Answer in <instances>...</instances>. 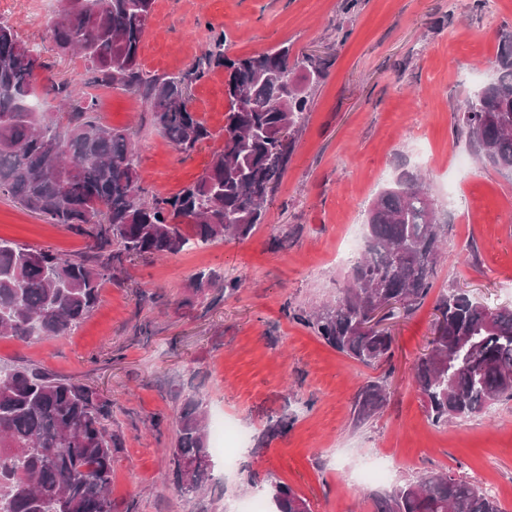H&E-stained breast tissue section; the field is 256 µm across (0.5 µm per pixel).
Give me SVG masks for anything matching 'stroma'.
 I'll list each match as a JSON object with an SVG mask.
<instances>
[{
  "label": "stroma",
  "instance_id": "1",
  "mask_svg": "<svg viewBox=\"0 0 512 512\" xmlns=\"http://www.w3.org/2000/svg\"><path fill=\"white\" fill-rule=\"evenodd\" d=\"M57 0H0V18L51 62L55 79L80 83L87 64L58 56L47 23ZM512 0H155L140 50L151 75L198 63L216 36L244 57L288 47L289 62L323 59L322 76L298 67L311 108L288 170L252 234L190 246L162 260L128 263L121 282L71 335L24 342L0 337V364L79 377L107 401L114 512H238L264 497L252 477L273 474L307 499L310 512H374L375 496L424 474L446 472L497 496L512 512V400L463 420L433 424L413 367L436 325L434 297L462 288L485 305L512 307V181L474 155L457 134L458 103L493 74ZM99 115L129 129L142 186L168 196L196 180L224 137V69L190 88V105L213 133L183 157L145 114L144 101L90 87ZM404 170L425 176L447 229L446 261L433 295L411 316L390 320L391 363L365 366L326 345L285 308L332 302L350 270L335 262L350 236L365 238L371 202ZM286 235L273 249L274 230ZM0 238L67 255L87 241L0 197ZM212 269L241 287L219 302L185 305L190 277ZM387 379L383 411L354 417L368 382ZM198 392L208 416L246 432L232 465L214 458L196 496L171 481L172 416ZM284 433L267 436L270 418ZM391 459L383 483L355 476Z\"/></svg>",
  "mask_w": 512,
  "mask_h": 512
}]
</instances>
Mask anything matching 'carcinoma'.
I'll return each mask as SVG.
<instances>
[{
    "label": "carcinoma",
    "instance_id": "obj_1",
    "mask_svg": "<svg viewBox=\"0 0 512 512\" xmlns=\"http://www.w3.org/2000/svg\"><path fill=\"white\" fill-rule=\"evenodd\" d=\"M59 5L48 24L59 55L81 54L89 83L141 97L151 123L189 157L213 134L190 108L189 87L217 64L227 76L224 143L193 183L168 197L146 196L132 135L96 116L79 86L45 77L44 95L60 111H21L33 82L51 70L39 50L0 19V197L88 240L89 254L63 257L50 248L0 238V336L24 341L67 336L94 311L104 284L125 263L177 255L190 245L242 240L262 223L264 204L281 183L311 98L292 79L288 47L245 58L224 56V38L185 74L149 76L139 62L155 0H87ZM40 60V70L31 60ZM456 129L493 169L512 167V30L501 35L495 76L466 96ZM367 241L336 300L287 316L328 345L371 366L392 358V336L358 330L378 300L410 315L428 298L442 252L443 226L429 189L404 172L367 210ZM241 287L213 270L195 273L190 297L232 295ZM442 340L419 358L415 384L435 424L470 417L512 399V308L490 310L458 288L437 300ZM387 379L364 387L360 419L387 401ZM110 410L83 379L30 366H0V503L5 512H112ZM169 449L178 492L193 495L211 479L203 399L185 398L172 418ZM275 512H308L291 487L269 475ZM374 512H502L471 482L422 475L374 503Z\"/></svg>",
    "mask_w": 512,
    "mask_h": 512
}]
</instances>
